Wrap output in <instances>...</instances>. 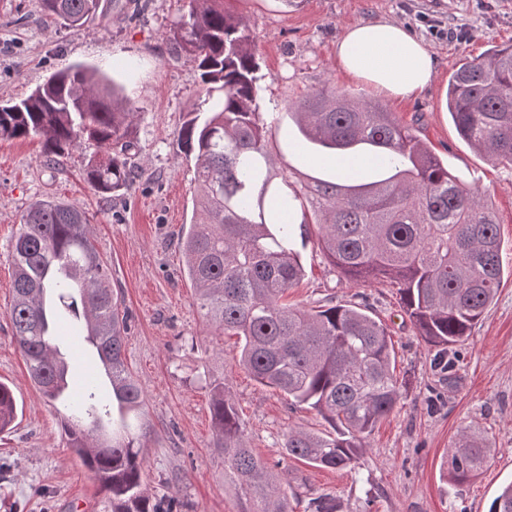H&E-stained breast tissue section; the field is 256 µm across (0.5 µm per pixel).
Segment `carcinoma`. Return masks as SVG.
<instances>
[{"instance_id":"obj_1","label":"carcinoma","mask_w":512,"mask_h":512,"mask_svg":"<svg viewBox=\"0 0 512 512\" xmlns=\"http://www.w3.org/2000/svg\"><path fill=\"white\" fill-rule=\"evenodd\" d=\"M48 16L80 28L99 0H42ZM167 40L195 63L206 85L208 116L188 118L179 134L195 160L192 216L182 237L188 278L207 325L237 337L238 365L294 407L316 411L325 435L300 427L284 448L319 468L340 470L364 453L366 439L400 400L387 326L356 304L305 310L283 303L304 276L295 249V208L310 211L318 247L345 276L388 281L417 334L439 350L469 336L492 304L503 267L499 222L479 192L448 170L414 130L378 102L333 87L287 104L305 141L352 163L368 159L375 175L350 167L338 181L302 182L284 193L281 165L267 150L258 101L259 66L249 22L224 0H189ZM447 109L461 138L495 164L512 168V45L462 63L448 79ZM137 112L98 72L74 66L51 75L26 98L0 104V141L42 139L44 165L88 142L97 147L84 181L110 195L134 179L127 168ZM10 319L29 377L48 403L63 402L70 448L98 482L112 512H161L143 488L144 396L124 359L127 316L92 242L85 212L56 200L31 203L12 243ZM83 329L100 375L73 394L57 329ZM214 449L240 489L241 512H292L281 476L248 448L224 380L209 384ZM18 416L13 391L0 382V432ZM456 483L475 477L491 448L476 429L450 445ZM488 512H512V483Z\"/></svg>"}]
</instances>
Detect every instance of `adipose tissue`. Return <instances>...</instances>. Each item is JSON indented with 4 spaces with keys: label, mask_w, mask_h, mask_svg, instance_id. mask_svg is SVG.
<instances>
[{
    "label": "adipose tissue",
    "mask_w": 512,
    "mask_h": 512,
    "mask_svg": "<svg viewBox=\"0 0 512 512\" xmlns=\"http://www.w3.org/2000/svg\"><path fill=\"white\" fill-rule=\"evenodd\" d=\"M340 71L393 97H409L431 84L433 58L428 48L398 23H355L336 43Z\"/></svg>",
    "instance_id": "adipose-tissue-1"
}]
</instances>
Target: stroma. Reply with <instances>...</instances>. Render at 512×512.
<instances>
[{"label":"stroma","mask_w":512,"mask_h":512,"mask_svg":"<svg viewBox=\"0 0 512 512\" xmlns=\"http://www.w3.org/2000/svg\"><path fill=\"white\" fill-rule=\"evenodd\" d=\"M225 6L253 30L268 148L287 164L290 181L335 178L336 159L298 151L301 137L286 102L327 84L379 99L495 211L504 269L497 295L456 345L453 379H441L436 351L403 313L396 288L349 280L320 252L316 224L295 225L305 275L289 290L288 304L366 307L392 337L402 398L354 466L336 471L289 458V428L322 432L327 423L236 366L235 337L209 332L185 273L181 239L192 213L194 161L178 135L189 113L200 109L205 87L195 64L171 53L167 34L188 0H100L101 15L77 30L51 23L42 0H0V103L21 100L52 74L83 64L123 84L138 113L130 157L135 179L109 197L83 180L94 145L47 166L39 139L0 142V381L23 408L16 426L0 434V512H110L92 473L68 446L64 408H51L31 384L9 317L12 240L24 210L42 198L85 211L128 314L125 361L146 403L144 483L165 512L239 510L237 488L213 448L208 382L214 377L227 380L249 448L286 472L293 512H310V500L322 495L337 512H488L512 481V168L462 140L444 100L448 77L463 62L512 44V0H226ZM377 20L401 24L430 50L435 77L417 95H377L337 68L343 28ZM466 426L488 437L491 457L476 478L452 484L444 462Z\"/></svg>","instance_id":"1"}]
</instances>
